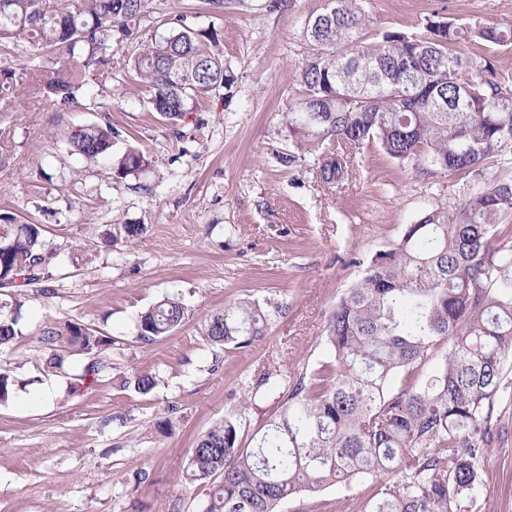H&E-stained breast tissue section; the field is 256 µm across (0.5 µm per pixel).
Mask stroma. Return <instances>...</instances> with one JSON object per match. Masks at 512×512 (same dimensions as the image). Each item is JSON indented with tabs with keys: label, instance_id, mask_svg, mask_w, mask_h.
Segmentation results:
<instances>
[{
	"label": "stroma",
	"instance_id": "stroma-1",
	"mask_svg": "<svg viewBox=\"0 0 512 512\" xmlns=\"http://www.w3.org/2000/svg\"><path fill=\"white\" fill-rule=\"evenodd\" d=\"M321 3L225 0L214 14L206 0H154L132 34L114 33L111 64L91 72L76 101L0 96L12 150L0 167V224L45 225L55 253L48 285L27 289L21 337L0 352L15 381L0 400V512H201L204 492L181 478L196 438L245 404L247 382L265 368L323 360L320 340L340 298L401 225L447 202V179L432 183L375 146L353 151L351 175L333 188L311 158L280 164L289 91L307 55L301 29ZM369 10L378 29L411 32L434 13L512 28V0H369ZM181 13L215 27V51L234 78L203 112H190L184 140L150 111L151 94L131 71L139 42ZM106 122L119 132L116 151L135 145L155 158L141 188L65 150L66 133ZM127 224L145 227L131 245ZM168 294L180 297L184 322L154 344L136 342L140 313ZM246 297L288 311L248 351L204 342L206 321ZM47 320L111 337L102 383L72 392L78 364L66 375L44 368L37 338ZM140 373L155 374L151 392L124 386ZM48 383L55 398L37 402ZM494 417L488 493L460 499L457 512H512V401ZM164 419L173 423L165 435L154 428ZM373 492L339 484L290 498L283 512H359Z\"/></svg>",
	"mask_w": 512,
	"mask_h": 512
}]
</instances>
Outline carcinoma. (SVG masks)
Listing matches in <instances>:
<instances>
[{
  "instance_id": "obj_1",
  "label": "carcinoma",
  "mask_w": 512,
  "mask_h": 512,
  "mask_svg": "<svg viewBox=\"0 0 512 512\" xmlns=\"http://www.w3.org/2000/svg\"><path fill=\"white\" fill-rule=\"evenodd\" d=\"M367 5L324 0L307 15L308 55L286 118L292 151L280 162L311 155L333 185L352 171L346 149L375 144L419 174L454 177L459 200L403 225L372 258L332 312L322 339L330 361L310 372L268 369L252 383L251 398L273 392L281 402L254 446L241 444L244 404L197 438L182 477L207 487L205 512H280L293 495L342 482H379L360 512H453L459 498L488 492L481 463L495 405L512 397V73L487 60L484 74L469 77L463 49L512 45V29L433 14L412 33L377 32ZM151 8L152 0H0V40L38 53L22 79L0 67V94L70 103L90 70L111 63L112 27L129 34ZM217 39L179 14L133 57L151 111L179 138L187 113L231 86L224 58L206 48ZM119 136L93 123L67 145L96 161L113 157ZM152 166L134 146L113 163L121 179ZM53 259L44 225L0 224V349L21 336L24 288L48 281ZM184 319L180 299L166 295L141 314L135 339L150 345ZM268 332L267 311L243 298L207 320L203 339L243 350ZM38 341L48 368L79 355L81 380L105 376L109 336L99 330L47 322Z\"/></svg>"
}]
</instances>
